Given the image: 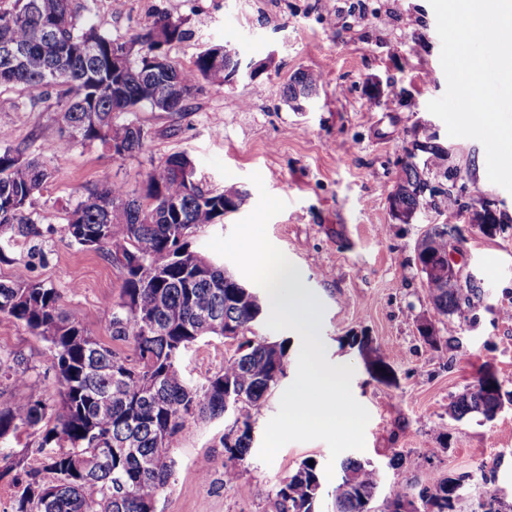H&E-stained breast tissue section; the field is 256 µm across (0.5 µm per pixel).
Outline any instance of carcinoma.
Segmentation results:
<instances>
[{"label":"carcinoma","mask_w":512,"mask_h":512,"mask_svg":"<svg viewBox=\"0 0 512 512\" xmlns=\"http://www.w3.org/2000/svg\"><path fill=\"white\" fill-rule=\"evenodd\" d=\"M185 37L182 22L169 16L126 41L99 31L88 7L76 0H13L12 7H0V87L19 85L36 93L32 108L55 98L59 131L69 144L135 156L149 139L134 118L140 107L188 112L195 94L206 85H224L241 63L224 45L212 44L186 68L164 51ZM158 57L164 63H156ZM322 81L321 73L300 70L283 87V98L289 103ZM445 160L432 145L402 165L389 199L398 200L403 223L429 208L464 209L451 188L431 183ZM52 178L39 158L0 149V258L20 243H34L41 225L57 219L52 207L33 213ZM244 202L235 185L220 192L203 189L192 159L176 152L151 166L143 197L105 183L86 190L67 212L69 237L122 274L108 330L112 339L132 345L131 357L117 355L68 317L53 286L0 282V315L49 344L48 368L61 385L56 396L37 393L28 360L0 352V386L12 389L10 403L0 405V440L21 429L33 435L0 468V482L7 478L15 488L12 512H155L186 424L228 411L235 420L222 438L224 481H238L236 462L252 448L253 412L286 377L288 345L254 338V326L267 310L266 293L254 294L229 270L197 257L191 243L202 227L219 223ZM458 244L454 227L432 224L415 245L439 318L461 312L475 291L473 284L461 287L448 270L435 271L436 259ZM227 330L240 340L235 353L204 383L187 380L179 368L183 353ZM507 403L512 392H503L486 370L456 397L449 413L457 420L476 413L491 421ZM34 454L44 458L38 469L28 468ZM390 461L414 470L426 464L423 456L396 450ZM17 470L26 472L25 481L12 475ZM379 486L376 468L346 458L325 492L318 465L305 460L275 488L276 512H316L324 495L333 512H372ZM463 489L458 479L436 478L415 499L396 483L384 512H448Z\"/></svg>","instance_id":"carcinoma-1"}]
</instances>
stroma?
<instances>
[{
	"label": "stroma",
	"instance_id": "stroma-1",
	"mask_svg": "<svg viewBox=\"0 0 512 512\" xmlns=\"http://www.w3.org/2000/svg\"><path fill=\"white\" fill-rule=\"evenodd\" d=\"M97 26L130 38L160 14L178 19L184 41L168 48L171 58L191 66L208 43L236 50L242 62H257L256 77H240L207 87L182 114L140 110L150 132L143 153L125 158L99 147L66 144L55 114L46 105L29 107V90L0 89L21 102L0 112V148L43 156L53 178L37 207H73L85 188L104 182L140 193L153 163L175 152L193 160L203 188L222 191L233 183L244 190L241 208L222 223L201 229L192 241L207 258L214 236L228 235L259 198L250 181L260 173L266 190L286 208L267 225V236L295 264L304 291L324 306L321 336L327 358L352 365L355 399L370 420L364 450L351 458L380 471V489L396 482L411 494L435 478H464L466 491L453 512H478L480 501L496 496L512 504V405L494 420L448 413L455 396L470 387L479 371L491 370L504 390L512 391V193L487 177L483 145L452 138L442 120L427 109L441 97L446 78L441 42L429 0H89ZM317 70L324 83L312 106L294 111L282 89L300 70ZM383 84L380 101L370 99L371 79ZM436 139L449 149L448 164L469 192L493 200L501 218L494 236L482 235L464 215L423 213L410 223L396 220L388 197L395 174L411 144ZM461 227L464 239L456 256L478 286L461 313L433 316L426 281L414 246L427 224ZM56 222L42 239L44 258L30 259L27 247L0 260V281L18 279L53 285L64 311L119 355L129 343L112 339L110 301L118 299L119 270L102 255L83 249ZM432 320L439 340L452 350L424 342L419 325ZM367 335L391 370L389 381L374 379L368 359L348 339ZM235 341L214 336L192 345L181 359L184 375L196 383L218 371L236 350ZM0 348L22 352L39 377L36 391L54 395L60 384L44 361L46 342L0 315ZM279 396L256 412L253 443L238 462V484L224 482L220 438L231 419L189 421L174 450L176 467L156 512H276L274 489L306 459L327 466L328 445L321 440L292 442L272 463L259 457L264 430L279 409ZM428 459L425 468H394L393 450ZM211 472L200 478L198 463Z\"/></svg>",
	"mask_w": 512,
	"mask_h": 512
}]
</instances>
